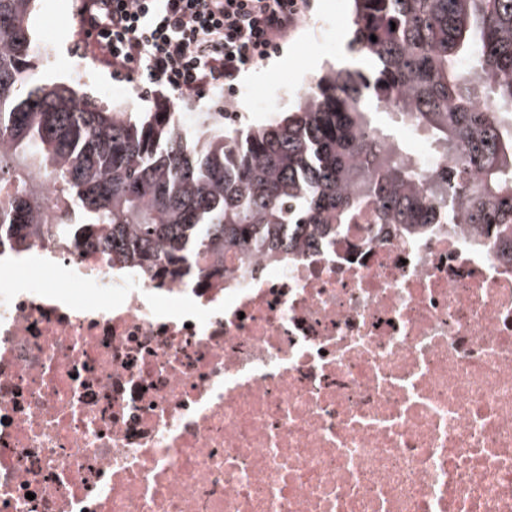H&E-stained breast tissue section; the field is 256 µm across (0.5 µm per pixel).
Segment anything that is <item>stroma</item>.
I'll return each instance as SVG.
<instances>
[{
	"instance_id": "obj_1",
	"label": "stroma",
	"mask_w": 512,
	"mask_h": 512,
	"mask_svg": "<svg viewBox=\"0 0 512 512\" xmlns=\"http://www.w3.org/2000/svg\"><path fill=\"white\" fill-rule=\"evenodd\" d=\"M306 23L283 44L278 57L248 67L235 91L209 93L187 101L113 76L79 41L77 0H37L32 28L44 46L36 76L40 83L75 85L79 93L112 108L137 116L143 112H170L187 131L207 126L216 131H245L269 124L288 111L308 85L329 68L367 69V59L352 51L322 52L329 38L347 43L353 12L352 0H310Z\"/></svg>"
}]
</instances>
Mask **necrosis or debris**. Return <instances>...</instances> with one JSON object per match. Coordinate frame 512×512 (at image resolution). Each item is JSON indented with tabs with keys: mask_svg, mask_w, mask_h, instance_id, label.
<instances>
[{
	"mask_svg": "<svg viewBox=\"0 0 512 512\" xmlns=\"http://www.w3.org/2000/svg\"><path fill=\"white\" fill-rule=\"evenodd\" d=\"M0 512H512V244L366 212L169 277L0 240Z\"/></svg>",
	"mask_w": 512,
	"mask_h": 512,
	"instance_id": "1",
	"label": "necrosis or debris"
}]
</instances>
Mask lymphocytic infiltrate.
Masks as SVG:
<instances>
[{"mask_svg":"<svg viewBox=\"0 0 512 512\" xmlns=\"http://www.w3.org/2000/svg\"><path fill=\"white\" fill-rule=\"evenodd\" d=\"M310 0H81L80 32L114 75L188 99L234 90L277 52Z\"/></svg>","mask_w":512,"mask_h":512,"instance_id":"lymphocytic-infiltrate-1","label":"lymphocytic infiltrate"}]
</instances>
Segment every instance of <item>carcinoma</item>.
I'll return each instance as SVG.
<instances>
[{"label": "carcinoma", "mask_w": 512, "mask_h": 512, "mask_svg": "<svg viewBox=\"0 0 512 512\" xmlns=\"http://www.w3.org/2000/svg\"><path fill=\"white\" fill-rule=\"evenodd\" d=\"M35 2L0 0V190L12 199L0 233L69 237L85 225L84 244L170 277L226 248L287 259L367 208L406 226L439 206L512 238V0H354L350 47L370 74L330 69L274 124L191 137L169 112L133 118L68 84H37ZM487 96L492 112L478 108ZM390 111L446 159L427 200L422 162L404 160L403 143L371 116ZM29 167L59 186L77 220L40 222Z\"/></svg>", "instance_id": "carcinoma-1"}]
</instances>
